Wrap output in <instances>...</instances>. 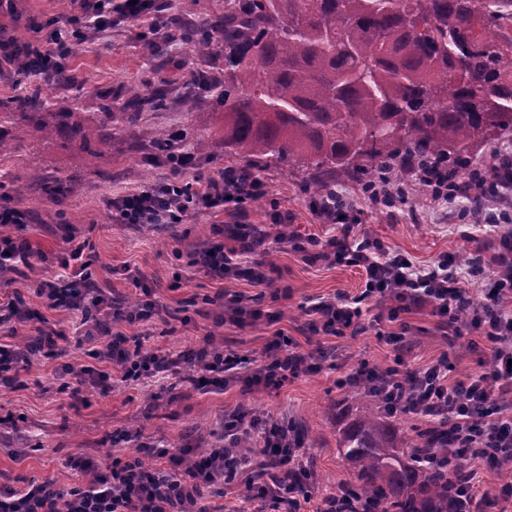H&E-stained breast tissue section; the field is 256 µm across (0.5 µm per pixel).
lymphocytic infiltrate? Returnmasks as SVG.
Instances as JSON below:
<instances>
[{"instance_id": "1", "label": "lymphocytic infiltrate", "mask_w": 512, "mask_h": 512, "mask_svg": "<svg viewBox=\"0 0 512 512\" xmlns=\"http://www.w3.org/2000/svg\"><path fill=\"white\" fill-rule=\"evenodd\" d=\"M168 8L169 0H81L80 13L35 25V38L24 45L0 39V66L13 65L22 54L25 77L55 80L67 70L75 42L86 32L105 37L120 24L161 19ZM504 158V153L494 150L464 177L449 180L437 170L416 174L415 179L426 187L432 207L473 199V206L459 208V218L475 219L476 229L495 233L501 225L512 223V209L490 205L486 189L487 183L496 181ZM164 162L172 178L108 199L113 222L141 232L161 224L184 223L199 212L226 213L231 224L223 227L222 238L195 251L193 266L215 280L243 277L255 286L265 284V275L253 267L251 256L268 233L247 221L249 205L266 194L262 178L250 168L232 167L216 177L199 175L194 183H181L180 174L195 169L196 162L192 152L175 145ZM355 210V199L337 191L332 192L329 204L311 208L318 223L338 226L340 234L323 242L307 238L306 247L323 246V258L361 267L365 288L354 297L339 292L311 301L305 310L308 325L312 333L327 336H340L349 329L360 331L363 305L371 301L392 322L413 307L429 305L449 330L462 326L477 332L490 347L491 366L466 378L450 379L448 358L443 355L414 370H384L364 361L342 380L346 386L379 387L393 410L411 409L446 422L470 483H477L475 461L488 464L512 459V257L501 253L488 261L478 257L463 261L458 255L444 254L431 265L419 267L375 239L361 238L352 247L346 239L353 227L346 218ZM228 239L233 240V247H225ZM65 243L62 274L42 281L37 294L48 308L77 311L82 316L79 341L90 344L94 362L67 365L66 375L78 385L107 391L113 380L127 383L150 378L180 364L181 356L167 351L127 347L125 327L147 322L157 309L143 276H132L140 290L136 306L113 305L92 278L91 263L85 258L89 242L69 237ZM476 277L489 283L479 295L470 287ZM57 335L55 328L43 325L23 344L0 345V372L29 363L33 355L53 352ZM313 359V354L293 350L290 339L280 334L267 342L258 363L228 350L205 347L197 356L194 382L228 384L229 371L243 364L247 370L242 383L251 389L267 388L279 385L286 375L313 371ZM104 362L118 367V376L101 370ZM242 436L254 443L251 455H243L235 444ZM66 465L86 475V482L65 487L50 478L33 479L21 491L0 484V512H250L245 504L223 507L216 503L225 485L244 475L254 480L252 499L267 502L270 512H305L312 500L308 491L311 475L298 467L288 429L277 423L260 427L242 413L213 432L188 469L161 442L136 445L127 459H114L107 466L81 453L69 457Z\"/></svg>"}]
</instances>
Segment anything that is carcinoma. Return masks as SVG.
<instances>
[{
    "mask_svg": "<svg viewBox=\"0 0 512 512\" xmlns=\"http://www.w3.org/2000/svg\"><path fill=\"white\" fill-rule=\"evenodd\" d=\"M224 152L301 164L311 197L329 177L363 183L409 161L453 160L512 132V35L489 21L512 0H224ZM135 92L97 112H44L40 131L75 118L86 139L105 122L127 126V108L160 106ZM339 448L356 484L348 512H462L461 470L448 458V429L398 436L366 389Z\"/></svg>",
    "mask_w": 512,
    "mask_h": 512,
    "instance_id": "carcinoma-1",
    "label": "carcinoma"
}]
</instances>
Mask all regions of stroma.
<instances>
[{"label":"stroma","instance_id":"stroma-1","mask_svg":"<svg viewBox=\"0 0 512 512\" xmlns=\"http://www.w3.org/2000/svg\"><path fill=\"white\" fill-rule=\"evenodd\" d=\"M171 3L169 14L174 21L163 31L173 35L174 41L166 54L145 47L140 34L150 22L143 19L114 28L110 37H95L82 44L69 63L70 84L22 79L14 72L0 75V105L18 94L33 92L53 112H94L101 97L122 101L132 87L159 89L165 94L164 108L145 109L135 125L123 130L101 126L99 133L109 147L97 156L79 141L43 137L24 116L10 117L0 126L7 130L11 144L10 154L0 157V186L15 205L37 215V222L28 225L23 235L33 251L44 256L43 261L21 263L0 274V299L21 293L31 308L64 331L60 346L67 351L66 357L50 356L0 375V416L14 417L13 424L0 426V483L20 489L33 478L49 477L61 486L80 482V474L66 468L65 460L80 452L99 460L107 448L113 457H124L129 443L112 441L123 431L140 434L147 443L164 441L175 450L198 448L225 418L246 410L268 422L286 421L304 429L298 462L312 476L311 506L316 510L323 496L351 480L339 436L356 417L355 391L338 387L339 379L364 360L383 369L400 360L415 368L443 355L448 358L450 377L457 378L479 371L483 352L470 347L477 339L474 333L449 338L440 317L427 308L402 315L400 323L377 326L372 323L375 313L369 310L363 315L368 324L364 332L341 337L312 334L304 306L320 296L357 294L363 283L361 270L272 238L257 255L268 287L257 288L244 280H212L192 266L191 256L210 238L214 225L225 224V214L198 213L170 231L137 233L113 223L106 206L113 193L134 191L171 175L168 166L149 160L157 130L179 131L189 147L199 138L208 141L212 157L200 162L203 174L213 175L242 163L224 151V113L214 106L215 89H201L194 82L199 71L213 80L223 77L224 44L213 41L205 56L187 38L199 17L223 22L224 0ZM73 9L72 0H16L15 13H0V32L25 42L33 37L31 22L44 23ZM198 112L208 113L205 126H197L194 115ZM260 176L267 194L262 206L250 207L249 223L267 225L270 213L279 210L289 214L294 234L332 236V227L317 223L310 210L308 170L272 161ZM391 176L406 183L407 199L391 211L363 204L354 218L355 236L380 239L421 266L445 253L475 250L471 225L455 218L438 220L427 208L422 185L410 182L397 169ZM51 179L61 182V192L46 193ZM69 236L90 238L93 278L112 298L137 301L138 292L126 277L131 269L145 276L161 305L179 313V320L167 324L154 320L146 325V347L197 349L208 341L257 358L280 330L299 350H323L320 371L290 376L279 386L255 391L244 389L239 382L201 387L189 381L186 368L121 384L107 393L90 386L67 387L63 363L78 366L88 361L85 348L75 345L79 320L71 313L47 308L36 290L42 280L58 274L64 240ZM234 295L245 304H258L264 318L253 325L225 322L224 305ZM398 330L403 333L400 344L383 340V333Z\"/></svg>","mask_w":512,"mask_h":512}]
</instances>
